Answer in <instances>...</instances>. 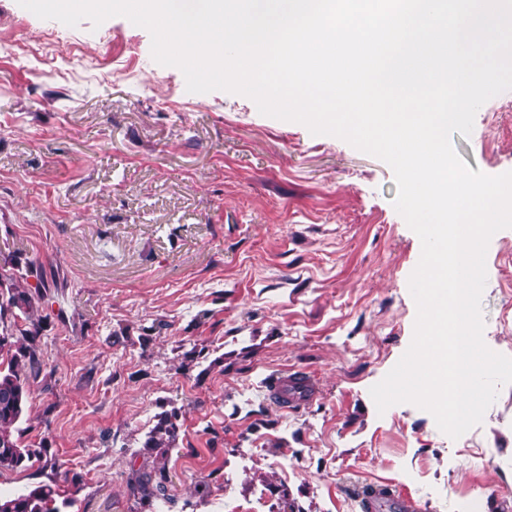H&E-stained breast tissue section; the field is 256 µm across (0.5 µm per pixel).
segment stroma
I'll list each match as a JSON object with an SVG mask.
<instances>
[{"instance_id":"1","label":"stroma","mask_w":512,"mask_h":512,"mask_svg":"<svg viewBox=\"0 0 512 512\" xmlns=\"http://www.w3.org/2000/svg\"><path fill=\"white\" fill-rule=\"evenodd\" d=\"M452 143L471 169L512 171V90ZM396 192L388 164L339 138L188 92L126 18L69 27L0 0V268L55 283L21 442L56 461L1 469L0 491L65 474L64 512H150L133 471L174 411L171 512H360L369 483L421 512H512V384L455 440L371 398L417 313L421 242ZM486 269L483 338L512 357V228ZM283 369L316 378L313 404L267 399ZM175 413L160 416L157 424L147 433L144 448H170L176 439Z\"/></svg>"}]
</instances>
